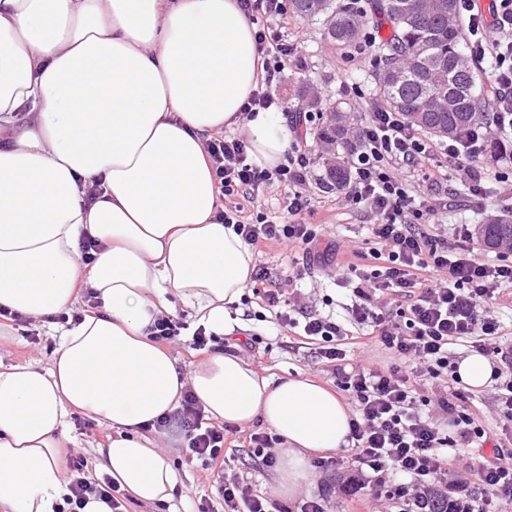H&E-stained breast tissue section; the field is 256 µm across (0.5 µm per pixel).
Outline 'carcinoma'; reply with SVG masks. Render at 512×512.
Returning a JSON list of instances; mask_svg holds the SVG:
<instances>
[{
	"instance_id": "cac0c4a2",
	"label": "carcinoma",
	"mask_w": 512,
	"mask_h": 512,
	"mask_svg": "<svg viewBox=\"0 0 512 512\" xmlns=\"http://www.w3.org/2000/svg\"><path fill=\"white\" fill-rule=\"evenodd\" d=\"M429 0H374L372 12L338 8L334 0H289L290 11L301 20L324 18L329 40L347 45L366 27L379 21L390 25L391 40L382 47L377 85L385 105L402 113L406 122L434 135L453 137L490 114L478 92L482 73L462 46L458 0L451 11L428 7ZM355 118L338 108L329 110L325 138L349 142ZM341 164L328 169L326 186L341 188L347 179ZM481 237L490 245L512 239V211L489 217Z\"/></svg>"
}]
</instances>
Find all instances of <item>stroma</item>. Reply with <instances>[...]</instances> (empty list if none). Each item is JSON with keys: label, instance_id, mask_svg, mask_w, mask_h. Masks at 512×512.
<instances>
[{"label": "stroma", "instance_id": "1", "mask_svg": "<svg viewBox=\"0 0 512 512\" xmlns=\"http://www.w3.org/2000/svg\"><path fill=\"white\" fill-rule=\"evenodd\" d=\"M302 37L295 43V50L288 59V67L276 89V94L288 106H295V91L307 85L320 93L315 107L319 117L308 129L309 142H317L323 127L322 114L337 107L358 113L365 103L379 100L375 79L379 64V48L365 42L341 46L329 42L324 36V22L299 21ZM512 209V199L503 197L498 190H489L481 206H461L440 214L436 227L446 234L455 224H484L489 215ZM306 222L323 228L327 241L340 240L349 249L352 271L346 272L344 281H336L324 274L319 267H312L311 275L298 283L300 304L305 311L335 319L348 328L350 334H365V327L352 324L348 314L354 296L352 286L357 272L371 270L374 261L368 257L369 227L373 222L371 212L347 206L341 192L336 189L312 190L311 202L305 214ZM233 317L244 324V336L257 335L262 339L258 351L245 352L249 360L263 375L277 379L309 377L336 388V373L330 364L318 360L313 346L304 344L301 337L280 325L274 311L250 302H240L231 309ZM59 336L50 320H30L18 326L12 322L0 323V364L47 365ZM110 425L81 413H73L67 421L65 435L70 441L72 455L94 462L96 450L106 443ZM261 421L247 426L228 424L224 434L229 442L226 456L233 473L244 477L255 488L266 493L273 503H286L288 512H297L301 497L316 492L323 478L321 471L309 469L296 496L281 499L275 487L276 468H268L244 460L242 448L247 446L252 434L267 433ZM185 441H178L166 454L179 476V484L172 501L145 505L133 499H124L125 512H190L192 502L203 492L204 474L200 462L190 460L185 454Z\"/></svg>", "mask_w": 512, "mask_h": 512}]
</instances>
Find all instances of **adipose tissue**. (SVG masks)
<instances>
[{
	"label": "adipose tissue",
	"instance_id": "ef3b65f1",
	"mask_svg": "<svg viewBox=\"0 0 512 512\" xmlns=\"http://www.w3.org/2000/svg\"><path fill=\"white\" fill-rule=\"evenodd\" d=\"M254 26L237 0H0V312L41 320L85 295L48 367L0 366V512H54L71 413L111 425L96 466L143 504L177 475L141 429L191 391L209 418L282 439L280 495L310 453L347 444L350 414L310 378L273 379L216 349L182 374L147 334L172 299L224 336L254 256L219 209L206 137L241 127L280 164L284 113L243 114L257 87ZM98 251L83 262V239Z\"/></svg>",
	"mask_w": 512,
	"mask_h": 512
}]
</instances>
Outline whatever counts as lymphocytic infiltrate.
<instances>
[{
	"label": "lymphocytic infiltrate",
	"mask_w": 512,
	"mask_h": 512,
	"mask_svg": "<svg viewBox=\"0 0 512 512\" xmlns=\"http://www.w3.org/2000/svg\"><path fill=\"white\" fill-rule=\"evenodd\" d=\"M239 2L247 15L263 19L254 31L262 75L243 107L249 115L280 105L274 90L292 52L285 37L291 11L288 0ZM459 2L468 17L473 62L488 57L495 61L492 95L497 106L489 123L434 141L408 125L401 113L378 103L368 105L344 191L349 205L368 208L375 217L371 254L377 265L358 276L351 318L370 327L373 342L405 361V368L349 363L344 350L349 334L335 320L292 316V276L271 279L266 267L257 264L246 284L258 305L276 308L281 324L317 345L319 357L333 365L355 408L349 421L350 448L344 456L316 460V468L328 477L317 492L302 498L300 512H325L334 492L352 495L366 488L375 512L393 503L404 505L405 512H499L502 503L512 501V447L499 441L491 454L474 457V449L486 443L485 431L461 404V392L434 398L448 414L453 433H445L439 420L419 408L425 383L447 380L457 371L449 360L450 345L466 342L492 359L491 377L503 382L495 411L512 427V347L497 344L501 324L486 313L503 286L512 285V245L489 262L476 256L479 241L471 225H456L448 237L428 233L424 226L437 206L415 194L407 178L415 163L438 154L456 163L469 198H477L489 178L480 163L488 135L512 132V0H490L484 10L474 0ZM248 149L245 140L223 134L206 141L218 196L254 200L277 181L289 188L283 200L288 219L276 222L264 211L246 212L237 205L219 211V218L233 225L249 247L274 242L311 249L318 232L303 220L310 201L311 146L293 147L285 163L273 168L252 161ZM389 288L406 298V306L393 310L378 301L377 292ZM172 421L184 434L187 454L201 460L215 490L214 496H201L196 512H269L263 493L227 474L224 429L208 422L191 392H184L172 419L155 422V431ZM86 467L83 457L70 459L68 492L56 512H83L92 496L119 512L118 485L107 475L89 479Z\"/></svg>",
	"instance_id": "lymphocytic-infiltrate-1"
}]
</instances>
